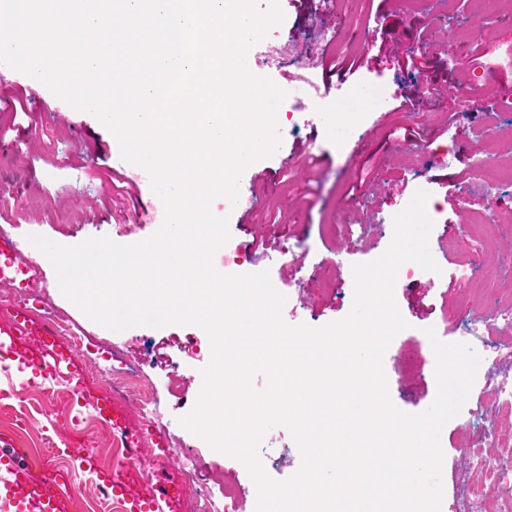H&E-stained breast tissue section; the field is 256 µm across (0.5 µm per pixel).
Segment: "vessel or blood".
Masks as SVG:
<instances>
[{
  "mask_svg": "<svg viewBox=\"0 0 512 512\" xmlns=\"http://www.w3.org/2000/svg\"><path fill=\"white\" fill-rule=\"evenodd\" d=\"M29 271L40 276L39 266L25 260L19 243L10 233L0 231V284L10 286L16 283L17 271ZM13 323L0 339V360L22 365L29 375H38L44 381L57 379L61 363L74 360L73 352L63 351L53 331H45L40 345L31 346L25 341L34 316L24 309H14ZM10 435L0 436V512H67L65 486L71 481L72 473L55 465H46L43 471L33 472L23 464L13 448ZM73 464L80 469H96L91 456L85 455L82 447L67 446L65 450ZM100 485L113 495L123 498L128 512H166L179 488L175 485L162 487L158 495L139 498L132 495L128 486L115 475L114 468L96 469Z\"/></svg>",
  "mask_w": 512,
  "mask_h": 512,
  "instance_id": "obj_1",
  "label": "vessel or blood"
}]
</instances>
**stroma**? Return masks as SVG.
<instances>
[{
	"instance_id": "1",
	"label": "stroma",
	"mask_w": 512,
	"mask_h": 512,
	"mask_svg": "<svg viewBox=\"0 0 512 512\" xmlns=\"http://www.w3.org/2000/svg\"><path fill=\"white\" fill-rule=\"evenodd\" d=\"M278 3L284 20L267 31L266 41L293 44L301 53L324 31H335L332 52L353 64L346 83L373 82L386 99L349 132L304 122L293 116V100L283 99L276 116L279 147L253 161L252 175L239 185L242 204L216 199L211 210L232 221L238 206L249 207L237 236L246 246L237 274L268 272L296 309L288 325L318 329L351 314L353 265L383 255L395 217L417 190L427 192L436 207L428 248L450 273L438 281L398 282L393 297L406 326L391 340L383 370L392 405L419 414L437 395L434 356L421 340L422 328L440 327L443 343H462L479 355L474 391L440 433V512H458L460 492L482 478L469 462L471 441L489 424L512 426L511 409L476 406V392L490 376L492 344L512 341V329L490 316L469 331L472 311L493 299L467 291L453 271L458 260L477 256L488 283L512 273V206L500 203L512 197V184L502 183L490 197L483 173L489 161L512 162V70L485 76L488 91L476 104L460 101L461 91L482 77L478 66L490 49L512 43V0H341L335 8L327 0ZM475 24L481 37L449 56L445 43ZM26 105L23 112L0 111V142L9 146L0 154V179L10 182L0 193V225H12L25 256L40 266L35 293L90 344L118 348L155 384L161 414L155 429L137 424V391L122 401L135 450L149 453L154 436L165 437L178 451L177 466L194 457L227 482H240L235 512H254L258 488L245 463L215 453L181 423L200 394L194 378L212 358L207 332L191 324L114 331L93 322L62 294L53 265L32 242L36 236L61 246L90 237L122 245L144 241L161 226L158 195L143 183L138 202L109 180L119 143L94 114L75 111L46 87L32 90ZM283 249L290 252L286 266L279 259ZM402 363L418 367V374L401 377ZM1 387L14 394L0 399V433L14 435L23 461L38 463L49 445L76 440L94 448L99 465L111 463L112 448L92 405L61 397L51 408L39 407V388L25 384L9 361L0 362ZM262 445L270 450L262 462L269 478L283 481L300 470L302 454L286 426L268 428Z\"/></svg>"
}]
</instances>
